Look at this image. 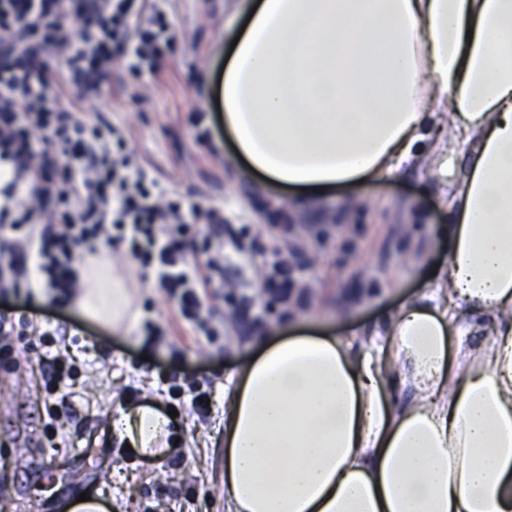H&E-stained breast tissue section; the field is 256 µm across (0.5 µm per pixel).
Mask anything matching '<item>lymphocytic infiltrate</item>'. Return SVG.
Here are the masks:
<instances>
[{
  "instance_id": "f902f5d3",
  "label": "lymphocytic infiltrate",
  "mask_w": 512,
  "mask_h": 512,
  "mask_svg": "<svg viewBox=\"0 0 512 512\" xmlns=\"http://www.w3.org/2000/svg\"><path fill=\"white\" fill-rule=\"evenodd\" d=\"M166 0H0V298L40 288L71 303L81 288L77 253L99 255L123 243L141 277L176 304L180 317L216 335L208 294L224 285V247L187 264L190 225L219 224L223 213L172 199L123 152L122 133L86 118L112 79V64L159 74L172 41ZM72 21L77 38L62 36ZM66 77L51 83L49 63ZM70 107H61L63 98ZM30 329L47 351L36 367L56 401L46 430L72 422V345L28 318L0 314V352L14 351L16 328Z\"/></svg>"
}]
</instances>
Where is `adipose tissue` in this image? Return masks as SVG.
<instances>
[{"label": "adipose tissue", "instance_id": "ef3b65f1", "mask_svg": "<svg viewBox=\"0 0 512 512\" xmlns=\"http://www.w3.org/2000/svg\"><path fill=\"white\" fill-rule=\"evenodd\" d=\"M224 29V130L265 184L444 178L467 147L427 292L351 338L272 328L225 375L224 512H512V0H236ZM103 268L75 304L119 334ZM111 429L151 461L180 436L146 405Z\"/></svg>", "mask_w": 512, "mask_h": 512}]
</instances>
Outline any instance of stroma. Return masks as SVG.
<instances>
[{
  "label": "stroma",
  "instance_id": "stroma-1",
  "mask_svg": "<svg viewBox=\"0 0 512 512\" xmlns=\"http://www.w3.org/2000/svg\"><path fill=\"white\" fill-rule=\"evenodd\" d=\"M233 0H169L175 38L159 75L113 70L91 118L122 130L125 149L172 196L224 208V239L256 257L272 245L302 249L300 303L284 307L258 298L264 275L257 264L224 267L223 298L214 300L220 336L193 335L174 324L163 292L141 284L135 265L112 260L114 273L137 291L128 333L114 335L52 295H20L37 323H50L87 345L76 383L96 391L65 436L52 447L44 432L52 397L39 388L23 359L0 357V512H60L83 493H101L121 512H147L164 501L168 512H224V374L255 339L228 317L229 302L252 301L265 328L318 326L349 333L380 325L403 302L424 292L441 260L431 230L448 223L440 196L456 186L426 167L302 198L242 174L230 158L216 104L224 58V16ZM209 384L208 420L190 414V398L172 399L171 385ZM176 406L180 447L154 463L121 447L110 426L119 410Z\"/></svg>",
  "mask_w": 512,
  "mask_h": 512
}]
</instances>
